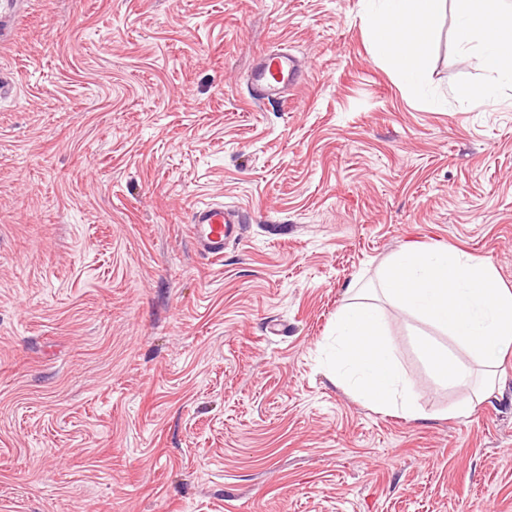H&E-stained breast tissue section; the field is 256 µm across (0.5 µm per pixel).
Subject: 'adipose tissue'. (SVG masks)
Listing matches in <instances>:
<instances>
[{
    "mask_svg": "<svg viewBox=\"0 0 512 512\" xmlns=\"http://www.w3.org/2000/svg\"><path fill=\"white\" fill-rule=\"evenodd\" d=\"M444 0H371L364 34L373 57L410 86L426 70L428 37ZM455 40L461 49L478 46L487 69L512 84V17L506 0H454ZM333 373L365 404L416 418L420 412L411 384L394 360L388 329L378 305L349 301L336 314Z\"/></svg>",
    "mask_w": 512,
    "mask_h": 512,
    "instance_id": "adipose-tissue-1",
    "label": "adipose tissue"
}]
</instances>
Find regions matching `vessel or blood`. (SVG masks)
Wrapping results in <instances>:
<instances>
[{
  "label": "vessel or blood",
  "instance_id": "obj_1",
  "mask_svg": "<svg viewBox=\"0 0 512 512\" xmlns=\"http://www.w3.org/2000/svg\"><path fill=\"white\" fill-rule=\"evenodd\" d=\"M303 77L298 57L285 51H266L254 58L246 81L251 98L272 102L282 99ZM190 222L197 251L217 260L223 258L225 245L238 238L244 218L221 205H204L192 210Z\"/></svg>",
  "mask_w": 512,
  "mask_h": 512
}]
</instances>
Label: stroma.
Here are the masks:
<instances>
[{"mask_svg": "<svg viewBox=\"0 0 512 512\" xmlns=\"http://www.w3.org/2000/svg\"><path fill=\"white\" fill-rule=\"evenodd\" d=\"M365 0H24L0 36V512H512V353L435 383L378 299L421 416L325 363L350 289L408 243L512 289V87L446 0L408 89ZM306 61L254 103L263 50ZM492 85L474 100L463 85ZM243 213L220 260L194 206Z\"/></svg>", "mask_w": 512, "mask_h": 512, "instance_id": "obj_1", "label": "stroma"}]
</instances>
